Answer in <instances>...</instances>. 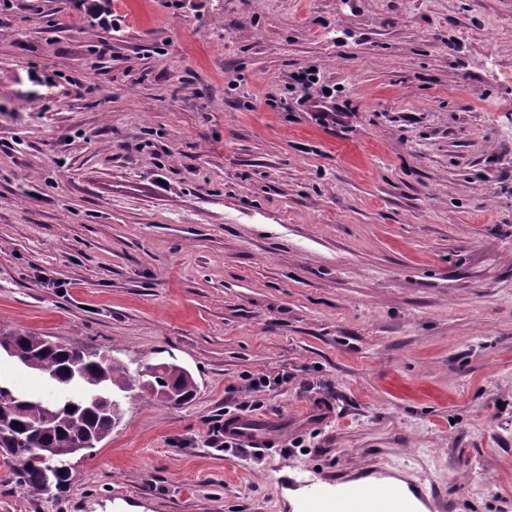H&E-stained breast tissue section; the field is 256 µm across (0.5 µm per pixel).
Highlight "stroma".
<instances>
[{
  "label": "stroma",
  "mask_w": 512,
  "mask_h": 512,
  "mask_svg": "<svg viewBox=\"0 0 512 512\" xmlns=\"http://www.w3.org/2000/svg\"><path fill=\"white\" fill-rule=\"evenodd\" d=\"M110 8L0 0V322L196 390L0 512H512V0ZM137 372L149 385L145 389L140 387L165 404H182L193 396L196 388L192 374L175 363L148 364ZM346 498L353 505V512H381L378 511L380 502H385L387 512H405L404 507L407 500L406 491L399 485L392 487L389 497L381 500L373 491L364 487H353L346 494Z\"/></svg>",
  "instance_id": "35a3bbf8"
}]
</instances>
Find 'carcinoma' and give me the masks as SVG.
<instances>
[{"mask_svg":"<svg viewBox=\"0 0 512 512\" xmlns=\"http://www.w3.org/2000/svg\"><path fill=\"white\" fill-rule=\"evenodd\" d=\"M1 341L29 354L26 369L44 375L53 387L73 391V397L60 401L32 399L0 380V410L8 412L7 419L0 421V439L11 440V449L4 454L12 463L11 479L25 493L38 496L51 488L49 466L68 463L78 441L96 445L121 421L123 393L131 389L128 371L92 349L53 345L45 336L3 324ZM138 376L148 382L145 391L169 405L189 400L196 388L192 374L175 363L147 364ZM35 422L43 424L45 431L27 429Z\"/></svg>","mask_w":512,"mask_h":512,"instance_id":"carcinoma-1","label":"carcinoma"}]
</instances>
